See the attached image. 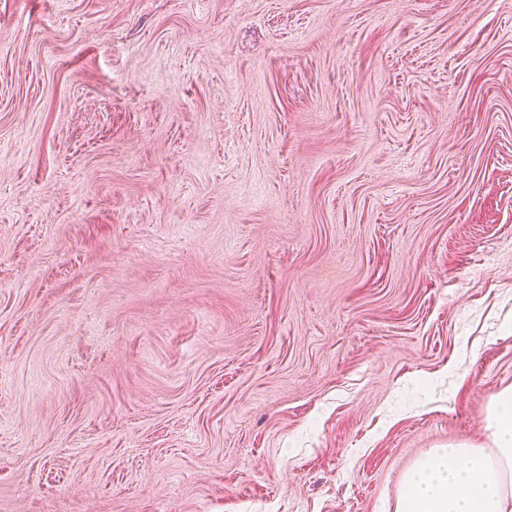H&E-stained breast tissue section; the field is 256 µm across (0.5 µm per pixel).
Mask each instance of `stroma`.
<instances>
[{
  "label": "stroma",
  "mask_w": 512,
  "mask_h": 512,
  "mask_svg": "<svg viewBox=\"0 0 512 512\" xmlns=\"http://www.w3.org/2000/svg\"><path fill=\"white\" fill-rule=\"evenodd\" d=\"M512 386V0H0V512H397Z\"/></svg>",
  "instance_id": "stroma-1"
}]
</instances>
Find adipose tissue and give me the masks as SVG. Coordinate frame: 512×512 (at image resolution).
I'll list each match as a JSON object with an SVG mask.
<instances>
[{"label": "adipose tissue", "mask_w": 512, "mask_h": 512, "mask_svg": "<svg viewBox=\"0 0 512 512\" xmlns=\"http://www.w3.org/2000/svg\"><path fill=\"white\" fill-rule=\"evenodd\" d=\"M483 424L490 448L455 442L414 462L398 512H512V387L491 397Z\"/></svg>", "instance_id": "ef3b65f1"}]
</instances>
